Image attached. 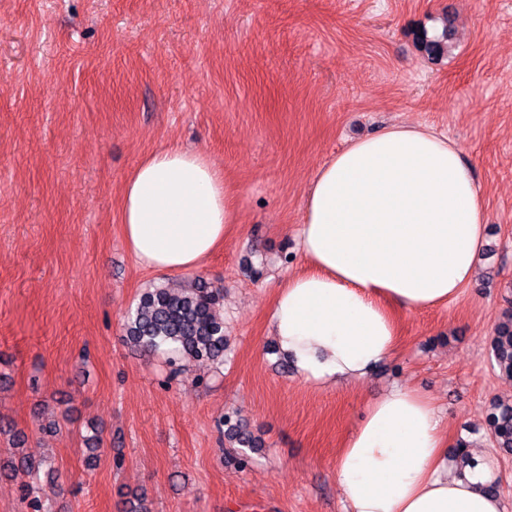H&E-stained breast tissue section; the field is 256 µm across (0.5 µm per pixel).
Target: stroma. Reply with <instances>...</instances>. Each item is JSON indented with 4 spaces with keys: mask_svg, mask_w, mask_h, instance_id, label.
<instances>
[{
    "mask_svg": "<svg viewBox=\"0 0 512 512\" xmlns=\"http://www.w3.org/2000/svg\"><path fill=\"white\" fill-rule=\"evenodd\" d=\"M446 29L450 50L428 56L423 37ZM391 124L459 143L487 244L456 300L396 310L397 346L363 382H307L270 330L280 285L306 268L305 197L336 152ZM170 144L223 169L239 222L201 267L165 276L127 251L119 204ZM197 277L223 290L228 347L177 373L123 324L147 290ZM511 301L512 0H0V421L52 460L45 512H127L141 490L152 512H346L338 451L395 386L432 396L512 512V454L486 422L512 401L489 361ZM228 412L259 440L244 467Z\"/></svg>",
    "mask_w": 512,
    "mask_h": 512,
    "instance_id": "obj_1",
    "label": "stroma"
}]
</instances>
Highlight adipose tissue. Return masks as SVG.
Masks as SVG:
<instances>
[{"label":"adipose tissue","mask_w":512,"mask_h":512,"mask_svg":"<svg viewBox=\"0 0 512 512\" xmlns=\"http://www.w3.org/2000/svg\"><path fill=\"white\" fill-rule=\"evenodd\" d=\"M125 245L161 274L197 268L236 224L223 171L179 145L152 152L121 194ZM482 192L460 145L393 124L351 142L311 182L305 272L279 288L273 336L304 379L363 381L395 347L393 308L458 297L485 245ZM433 399L395 387L371 401L336 460L349 512H505L490 466L451 473Z\"/></svg>","instance_id":"obj_1"}]
</instances>
